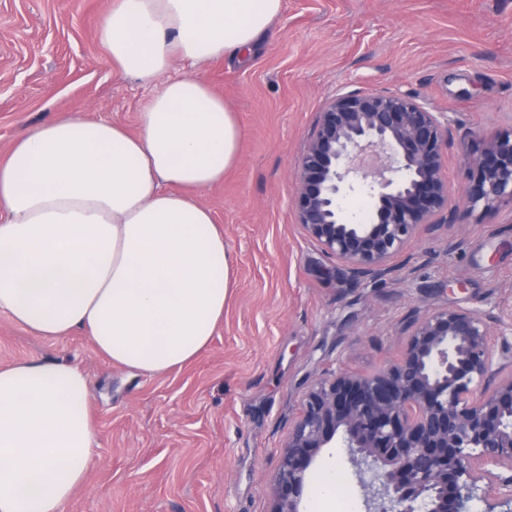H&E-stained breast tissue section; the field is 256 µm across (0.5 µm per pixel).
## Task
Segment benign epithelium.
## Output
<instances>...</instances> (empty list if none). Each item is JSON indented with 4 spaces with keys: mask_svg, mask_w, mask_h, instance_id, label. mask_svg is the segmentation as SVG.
Masks as SVG:
<instances>
[{
    "mask_svg": "<svg viewBox=\"0 0 512 512\" xmlns=\"http://www.w3.org/2000/svg\"><path fill=\"white\" fill-rule=\"evenodd\" d=\"M448 114L401 93H337L319 112L296 167V223L336 260L353 285H375L399 268L419 233L436 234L464 215L512 200V131L469 160L461 198L442 169ZM368 191L371 212L350 220L341 200ZM512 334V305L477 312L443 307L401 328L400 358L371 374L339 368L303 393L273 478L268 512H301L321 449L348 451L367 512H512V475L489 497L493 469L512 472V374L496 344Z\"/></svg>",
    "mask_w": 512,
    "mask_h": 512,
    "instance_id": "1",
    "label": "benign epithelium"
}]
</instances>
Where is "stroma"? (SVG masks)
<instances>
[{
  "instance_id": "obj_1",
  "label": "stroma",
  "mask_w": 512,
  "mask_h": 512,
  "mask_svg": "<svg viewBox=\"0 0 512 512\" xmlns=\"http://www.w3.org/2000/svg\"><path fill=\"white\" fill-rule=\"evenodd\" d=\"M111 0H0V158L31 127L85 116L138 129L161 88L116 73L97 40ZM197 75L240 127L223 183L198 194L224 229L233 276L206 350L160 375L111 365L85 332L36 338L0 315V367L39 357L92 381L94 461L65 512H266L289 423L310 383L399 357L402 324L439 307L512 303V201L421 235L375 286L350 287L295 219V168L328 98L399 92L447 113L444 173L512 130V0H284L260 46ZM457 241L446 254L448 241ZM334 512H365L346 449H322Z\"/></svg>"
}]
</instances>
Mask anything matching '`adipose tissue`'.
I'll return each mask as SVG.
<instances>
[{
	"label": "adipose tissue",
	"instance_id": "ef3b65f1",
	"mask_svg": "<svg viewBox=\"0 0 512 512\" xmlns=\"http://www.w3.org/2000/svg\"><path fill=\"white\" fill-rule=\"evenodd\" d=\"M283 0H113L112 65L165 76L138 134L76 116L29 129L0 161V314L44 338L85 331L108 362L148 375L206 349L233 262L196 196L224 180L240 131L223 98L174 62L254 51ZM90 379L31 358L0 367V512H65L96 448Z\"/></svg>",
	"mask_w": 512,
	"mask_h": 512
}]
</instances>
